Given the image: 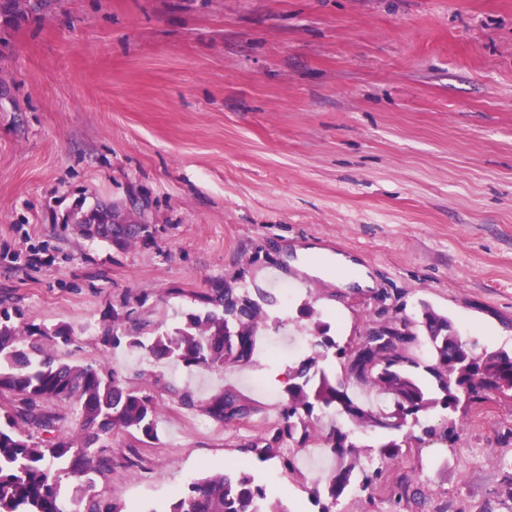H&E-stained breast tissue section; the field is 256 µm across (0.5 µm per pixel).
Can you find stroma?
Masks as SVG:
<instances>
[{
	"instance_id": "1",
	"label": "stroma",
	"mask_w": 512,
	"mask_h": 512,
	"mask_svg": "<svg viewBox=\"0 0 512 512\" xmlns=\"http://www.w3.org/2000/svg\"><path fill=\"white\" fill-rule=\"evenodd\" d=\"M106 203L148 231L119 248L65 228ZM375 286L344 287L337 256ZM320 266L322 276L303 271ZM261 289L255 362L221 372L100 342L112 312L144 337L204 312L200 294ZM0 300L65 323L61 360L155 375L158 437L113 432L96 490L125 512L168 503L204 471L244 469L288 512L334 467L241 452L310 352L309 302L338 342L428 303L475 351L512 349V0H42L0 13ZM232 388L256 414L224 429L177 391ZM454 443H411L406 512H512V398L457 412Z\"/></svg>"
}]
</instances>
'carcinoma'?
Listing matches in <instances>:
<instances>
[{"mask_svg":"<svg viewBox=\"0 0 512 512\" xmlns=\"http://www.w3.org/2000/svg\"><path fill=\"white\" fill-rule=\"evenodd\" d=\"M35 5L31 0H0V12L21 16ZM72 226L83 236L123 246L147 231L145 224L112 223V207L96 204L73 211ZM207 306L187 316L172 331L145 342V324L132 314L112 311V325L101 336L103 346L122 345L155 360H174L186 368L222 371L254 362L256 336L267 326L264 298L246 289L213 288L200 295ZM310 324L311 352L293 368L279 407L278 420L241 448L264 462L272 460L284 473L297 472L298 456L285 450L289 443L307 448L316 441L336 458L337 465L310 493L317 512H336L353 487L370 492L385 479L387 466L402 456L403 444L391 440L379 447L378 460L366 466L359 446L337 427L324 433L317 427L315 408H333L359 427L375 432L399 430L436 407L446 412L447 426L440 438L456 435L460 405L484 403L489 394H512V351L477 354L462 340L448 317L425 305L419 314H399L390 320L398 335L385 336L376 326L360 339L341 345L329 335L330 325L314 305L299 309ZM73 342L67 324L46 326L12 321L0 307V393L14 397L11 411L0 416V512H123L112 498L95 490L96 474H112L114 458L106 441L116 430L136 433L140 442L157 438L159 408L152 394L160 378L133 385L106 374L97 364H72L56 359L54 345ZM428 347L422 359L412 353L418 343ZM333 357L343 362L348 378L370 385L392 397L393 410L358 403L348 386L328 375L323 362ZM50 401L74 402L80 414V433L61 430L62 417L45 409ZM188 409L199 408L226 428L237 426L256 408L249 399L227 388L204 401L189 392L180 396ZM72 487L71 497L62 483ZM413 476L403 474L389 486L395 505L409 506L419 492ZM280 512L268 498L266 487L252 474L204 473L190 480L162 509L148 512Z\"/></svg>","mask_w":512,"mask_h":512,"instance_id":"carcinoma-1","label":"carcinoma"}]
</instances>
